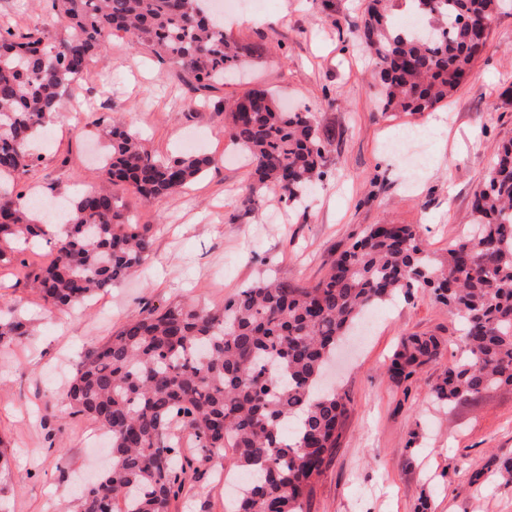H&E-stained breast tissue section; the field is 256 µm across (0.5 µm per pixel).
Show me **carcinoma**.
Wrapping results in <instances>:
<instances>
[{"label": "carcinoma", "instance_id": "obj_1", "mask_svg": "<svg viewBox=\"0 0 512 512\" xmlns=\"http://www.w3.org/2000/svg\"><path fill=\"white\" fill-rule=\"evenodd\" d=\"M415 4L423 27L398 28L394 14ZM508 0H368L357 39L376 58L384 111L417 114L453 95L479 59L477 33ZM52 14L17 35L0 27V262L45 236L8 189L32 163L37 137L62 119L57 105L122 35L211 91L243 63L242 47L199 0H51ZM230 138L250 162L245 202L262 192L302 203L325 175L326 146L309 112H286L252 89L218 105ZM110 153L106 186L61 203L50 263L33 275L47 309H68L145 265L151 244L128 223L109 184L146 203L180 192L215 159L160 158L141 135L99 116ZM470 211L471 235L438 259L411 224H372L313 284L269 278L218 308L174 304L133 316L90 353L66 392L71 416L108 433L112 466L80 489L74 512H170L185 495L184 442L208 462L232 450L247 483L225 512H304L340 445L348 399L320 387L345 336L396 294L423 288L459 325L462 353L431 387L443 406L512 386V140L497 147ZM29 334L16 308L0 307V348ZM445 342L407 336L390 378L410 379L436 362Z\"/></svg>", "mask_w": 512, "mask_h": 512}]
</instances>
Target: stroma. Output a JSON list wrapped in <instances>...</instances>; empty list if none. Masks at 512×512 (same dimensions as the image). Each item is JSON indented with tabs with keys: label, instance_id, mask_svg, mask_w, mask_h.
Segmentation results:
<instances>
[{
	"label": "stroma",
	"instance_id": "stroma-1",
	"mask_svg": "<svg viewBox=\"0 0 512 512\" xmlns=\"http://www.w3.org/2000/svg\"><path fill=\"white\" fill-rule=\"evenodd\" d=\"M368 0H269L264 9L228 15L224 31L243 48L245 72L205 92L148 48L113 38L47 128L45 146L19 189L46 203L98 186L105 140L89 112L123 118L153 154H185L186 139L216 165L186 190L146 203L125 186L112 191L125 218L145 229L152 260L81 306L48 312L20 265L39 271L46 241L0 266V304L19 303L31 334L0 350V448L12 465L0 512H66L85 479L105 461L91 445L101 428L68 415L63 397L77 368L132 315L183 302L218 307L244 287L274 276L316 282L372 224L418 226L423 247L444 257L471 233L470 201L500 142L512 139V11L491 25L488 45L458 91L435 109L382 114L374 56L360 46ZM253 88L314 114L327 138L326 175L302 205L269 192L245 205L250 168L225 133L213 101ZM94 101L93 110L75 100ZM402 138L403 157L385 150ZM439 336L442 357L414 380L388 373L402 337ZM447 306L425 292L380 304L365 335L335 359L328 385L349 399L341 443L314 486L305 512H512V484L495 476L512 456V387L439 407L431 387L458 350ZM232 452L188 470L186 497L171 512H224L222 475L236 472Z\"/></svg>",
	"mask_w": 512,
	"mask_h": 512
}]
</instances>
